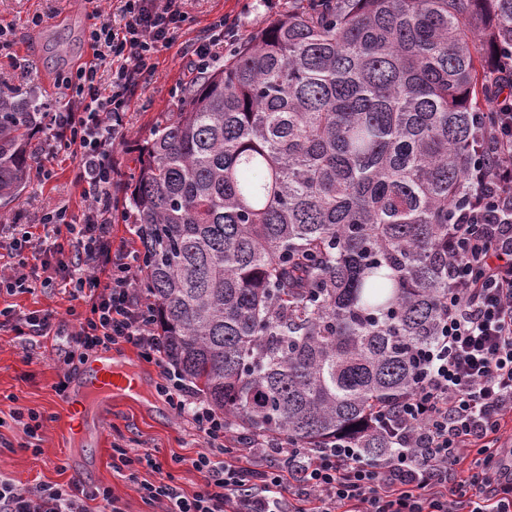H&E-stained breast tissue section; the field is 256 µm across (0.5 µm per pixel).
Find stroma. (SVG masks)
Returning <instances> with one entry per match:
<instances>
[{
    "label": "stroma",
    "mask_w": 512,
    "mask_h": 512,
    "mask_svg": "<svg viewBox=\"0 0 512 512\" xmlns=\"http://www.w3.org/2000/svg\"><path fill=\"white\" fill-rule=\"evenodd\" d=\"M275 3V9L268 10L259 0H189L190 24L172 47L160 52L154 73L148 76L142 94L127 115L126 141L112 148L113 160L121 171L112 187L116 205L113 246L132 251L141 248L134 225L124 220L126 185L136 171L139 145L151 137L160 120L176 111L182 93L190 86L183 53L186 43L221 15L244 19L243 32L248 35L297 6V0ZM37 13L55 15L58 21L33 26L31 19ZM94 23V18L85 14L82 0H0V27L10 29L16 41L11 54L0 55V94L16 101L36 100L49 112L61 108L64 99L57 80L76 64ZM32 145L35 168L19 196L0 200V225L37 223L48 207H67L73 218H80L86 201L78 180L77 159L54 153L51 132L45 127L36 133ZM44 168L49 171L45 177L40 174ZM70 305L68 291L60 286L0 296V309L12 306L30 312L52 308L62 314ZM53 345L49 337L29 342L10 330H0V474L25 489L37 483L65 485L95 469L99 472L98 484L112 487L124 512H157L155 506L143 502L127 479L113 471L112 445L118 442L150 451L170 463L176 484L185 493H193L202 476L190 460L204 450V439L156 393L159 368L143 360L131 346L112 347L113 361L130 364L143 383V391L113 405L99 452L94 455L68 445L61 437L59 426L66 400L53 390L60 373ZM20 408L39 411L46 418L39 452L21 446L22 426L13 417Z\"/></svg>",
    "instance_id": "obj_1"
}]
</instances>
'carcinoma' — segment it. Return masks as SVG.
<instances>
[{"instance_id": "cac0c4a2", "label": "carcinoma", "mask_w": 512, "mask_h": 512, "mask_svg": "<svg viewBox=\"0 0 512 512\" xmlns=\"http://www.w3.org/2000/svg\"><path fill=\"white\" fill-rule=\"evenodd\" d=\"M493 40L512 44V0H300L139 147L140 287L165 358L231 427L391 451L369 419L438 332ZM41 120L0 96V199Z\"/></svg>"}]
</instances>
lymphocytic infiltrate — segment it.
<instances>
[{
	"label": "lymphocytic infiltrate",
	"mask_w": 512,
	"mask_h": 512,
	"mask_svg": "<svg viewBox=\"0 0 512 512\" xmlns=\"http://www.w3.org/2000/svg\"><path fill=\"white\" fill-rule=\"evenodd\" d=\"M187 0H120L118 21L89 30L91 61L62 75L65 103L49 113L60 148L80 162L87 205L81 223L67 208L45 212L42 234L23 231L0 239L13 260L0 273V293H31L64 285L87 310L69 307L67 319L36 310H0V325L25 339L56 335L64 366L114 345L137 349L156 364L159 396L205 439L192 458L203 482L193 494L175 484L165 462L117 444L112 468L126 474L140 497L161 512H455L466 490L468 512H512V461L498 458V432L512 419V53L495 49L488 85L500 110L483 131L469 174L471 201L448 227V300L433 343L419 357L412 390L377 426L393 449L366 461L351 441L326 448H291L252 440L248 455L224 460L229 428L162 356L156 321L138 290L140 257L112 247V185L118 171L111 148L124 137L132 101L190 16ZM238 24L219 17L186 46L191 64L205 72L221 49L236 41ZM480 449V469L468 468L467 451ZM274 452L279 467L258 470L249 459ZM149 478H140V470ZM124 512L108 486L36 484L20 489L0 475V512Z\"/></svg>",
	"instance_id": "1"
}]
</instances>
